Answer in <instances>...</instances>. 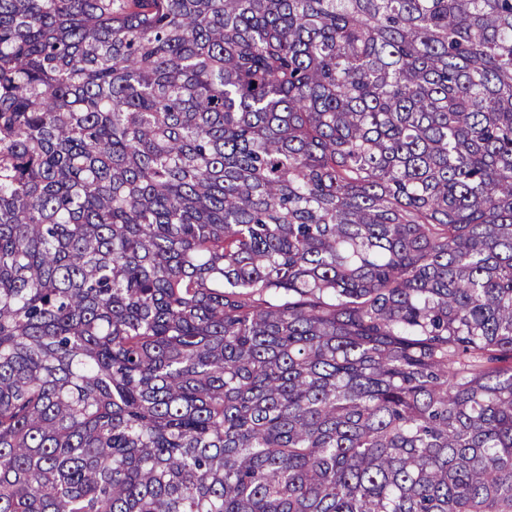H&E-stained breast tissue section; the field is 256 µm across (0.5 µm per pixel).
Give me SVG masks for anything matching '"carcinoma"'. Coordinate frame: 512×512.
I'll return each instance as SVG.
<instances>
[{
    "mask_svg": "<svg viewBox=\"0 0 512 512\" xmlns=\"http://www.w3.org/2000/svg\"><path fill=\"white\" fill-rule=\"evenodd\" d=\"M0 512H512V0H0Z\"/></svg>",
    "mask_w": 512,
    "mask_h": 512,
    "instance_id": "obj_1",
    "label": "carcinoma"
}]
</instances>
